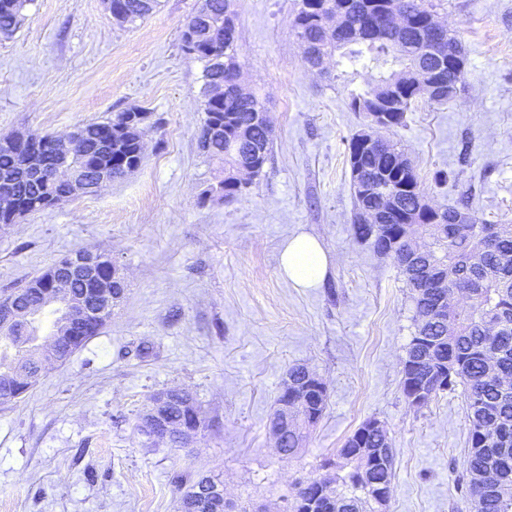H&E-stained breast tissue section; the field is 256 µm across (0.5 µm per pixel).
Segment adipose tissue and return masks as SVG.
<instances>
[{"mask_svg": "<svg viewBox=\"0 0 512 512\" xmlns=\"http://www.w3.org/2000/svg\"><path fill=\"white\" fill-rule=\"evenodd\" d=\"M283 275L298 288H313L327 275L329 260L320 242L300 233L288 239L280 258Z\"/></svg>", "mask_w": 512, "mask_h": 512, "instance_id": "adipose-tissue-1", "label": "adipose tissue"}]
</instances>
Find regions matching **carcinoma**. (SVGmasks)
Returning a JSON list of instances; mask_svg holds the SVG:
<instances>
[{
	"instance_id": "carcinoma-1",
	"label": "carcinoma",
	"mask_w": 512,
	"mask_h": 512,
	"mask_svg": "<svg viewBox=\"0 0 512 512\" xmlns=\"http://www.w3.org/2000/svg\"><path fill=\"white\" fill-rule=\"evenodd\" d=\"M30 0H0V35L10 39L20 28L22 11ZM413 4L408 24L393 29L383 23L384 12L392 5L390 0H300L292 21L294 36L301 48L303 63L314 68L316 57L340 56L344 68L360 66L373 73L364 88L351 91V107L356 112H375L382 104L393 103L396 112L393 127L404 126L410 105L422 100L429 105H444L451 101L465 79V71L448 70V53L466 60L464 45L459 36L449 30H433L434 15L428 0H408ZM210 16L206 24L197 23L191 15L182 32V50L194 59L204 62L203 79L224 84V107L214 108L202 101L203 125L212 116L233 120L224 125V137L202 146L209 158L224 164V180L232 179L238 157L224 150L228 137H241L248 147V155L259 154L258 164L264 166L270 159L272 127L269 120H261L244 131L239 124L246 122L253 112L265 111L263 103L253 93H242L239 87L238 45L235 36L231 0H206ZM124 22L131 25L154 13L159 0H116ZM336 18L342 31H327L326 20ZM423 72L435 74L439 85L437 93L428 97L415 86L413 75ZM124 113L101 122L84 124L89 139L100 131L123 120ZM362 173L372 177L378 193H395L403 183L424 190L413 167H408L397 180L384 175L382 158L364 154L360 157ZM43 194L42 186L23 183L18 187V204L33 213V201ZM442 222L421 218V235L427 247L441 261L448 262V273L453 278L438 295L448 300V320L440 321L431 314L430 299L413 295L416 308L414 332L407 347L406 359L423 352L436 361L441 378L424 400L429 403L444 392L463 387L465 420L468 426V463L458 479L471 508L477 512H512V224L498 225L497 237L490 246L481 237L483 225L478 219L471 224H450L456 207L442 205ZM398 228L383 224L372 241L376 250L394 245L401 266L403 244L394 241ZM467 288L479 289V294L466 305L454 304L455 297ZM53 316L49 331H41L42 316ZM39 311L32 326L13 331L10 340H0V404L11 403L23 396L25 390L17 386L12 371L23 363L33 373L38 372L36 354L57 336V310ZM172 398L168 419L172 425V442L184 447L191 435L180 427H194V409L187 404L183 390L171 389ZM308 408L297 410L300 432H288L282 447V458L294 457L303 447L306 435ZM366 448H378L383 437L365 434L357 428L340 450L339 459L328 458L320 468H332L327 478L330 493L318 496L317 480L312 478L299 484L290 505V512H385L379 502L376 487L394 478L395 456H390L387 467L373 469L362 476L367 462L351 456L350 448L356 440ZM190 512H223L224 505L213 498H198L191 502Z\"/></svg>"
}]
</instances>
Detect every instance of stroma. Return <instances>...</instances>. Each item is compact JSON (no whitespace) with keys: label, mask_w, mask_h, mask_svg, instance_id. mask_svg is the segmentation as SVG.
I'll use <instances>...</instances> for the list:
<instances>
[{"label":"stroma","mask_w":512,"mask_h":512,"mask_svg":"<svg viewBox=\"0 0 512 512\" xmlns=\"http://www.w3.org/2000/svg\"><path fill=\"white\" fill-rule=\"evenodd\" d=\"M459 34L466 78L450 104H413L384 131L435 203L466 200L484 224H512V0H432ZM199 0H160L117 25L104 0H31L0 40V137L62 134L131 108L149 112L141 167L100 192L0 233V295L87 247L127 278L111 321L18 401L0 405V512H178L181 473L216 474L236 505L285 512L368 419L396 451L387 512H471L460 391L415 407L401 390L414 307L395 264L357 242L348 144L363 123L349 88L301 60L297 0H232L243 84L264 101L271 158L235 201L200 203L223 179L199 147L203 62L181 49ZM306 232L328 274L297 288L283 245ZM151 358L137 355L140 344ZM307 365L328 391L305 448L279 456L268 421L286 372ZM191 392L207 422L188 447L137 429L150 397Z\"/></svg>","instance_id":"obj_1"}]
</instances>
